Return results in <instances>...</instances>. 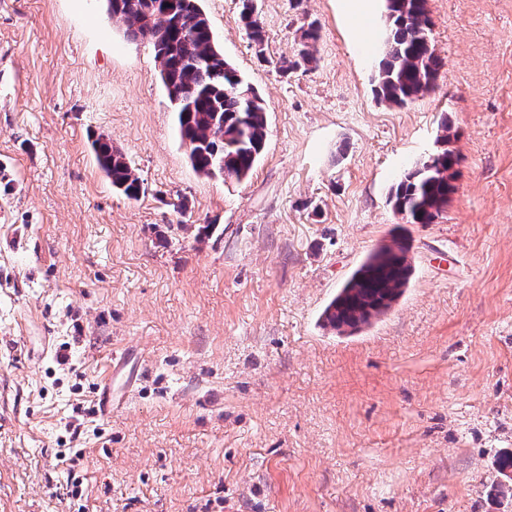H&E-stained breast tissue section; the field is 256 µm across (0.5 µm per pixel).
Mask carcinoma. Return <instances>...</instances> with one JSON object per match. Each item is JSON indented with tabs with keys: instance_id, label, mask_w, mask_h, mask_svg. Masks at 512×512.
<instances>
[{
	"instance_id": "cac0c4a2",
	"label": "carcinoma",
	"mask_w": 512,
	"mask_h": 512,
	"mask_svg": "<svg viewBox=\"0 0 512 512\" xmlns=\"http://www.w3.org/2000/svg\"><path fill=\"white\" fill-rule=\"evenodd\" d=\"M384 2L386 31L375 92L391 105L404 106L432 90L443 60L431 45L427 0ZM110 17L125 24L127 37L153 46L195 172L238 182L247 179L265 146V107L215 45L199 0H112ZM240 18L255 46L262 47L264 34L254 17L253 0H241ZM317 39L318 27L310 22L301 35L298 59L286 62L287 68L311 61ZM448 130L443 124L433 156L409 168L391 191L393 209L406 214L410 224L435 223L456 193L450 163L459 157L448 148ZM92 149L116 191L129 199L144 192L135 169L110 141L98 138ZM392 243V248L383 244L374 249L352 274L324 310L325 325L336 331L368 326L402 296L413 270L410 243L399 235L392 236ZM497 467L504 478L500 491L512 493V453L499 458Z\"/></svg>"
}]
</instances>
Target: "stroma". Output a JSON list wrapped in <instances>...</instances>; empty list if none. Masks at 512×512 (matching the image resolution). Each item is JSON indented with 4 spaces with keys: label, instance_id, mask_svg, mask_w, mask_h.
Segmentation results:
<instances>
[{
    "label": "stroma",
    "instance_id": "1",
    "mask_svg": "<svg viewBox=\"0 0 512 512\" xmlns=\"http://www.w3.org/2000/svg\"><path fill=\"white\" fill-rule=\"evenodd\" d=\"M255 3L260 50L238 0H200L266 108L236 183L193 170L151 44L103 0H0V512H512V0H427L444 66L402 108L374 93L384 0L364 22L344 0ZM313 20L314 62L282 71ZM445 123L458 192L404 224L389 193ZM399 228L404 294L323 327ZM92 149L100 168L110 179L112 187L127 198L136 199L144 193L143 182L124 155L104 138L92 142Z\"/></svg>",
    "mask_w": 512,
    "mask_h": 512
}]
</instances>
